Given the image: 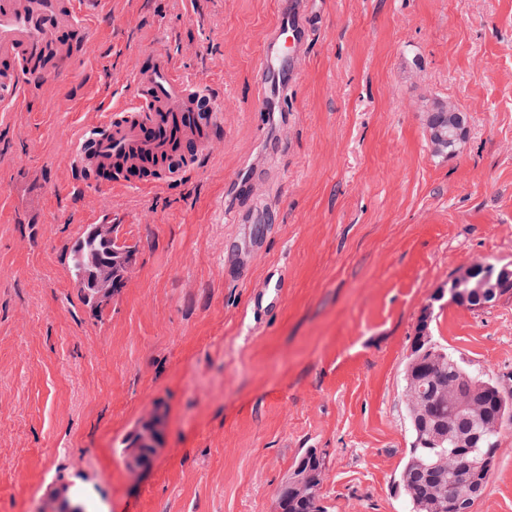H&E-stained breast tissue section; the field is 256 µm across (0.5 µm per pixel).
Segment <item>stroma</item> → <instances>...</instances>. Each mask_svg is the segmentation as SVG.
<instances>
[{"instance_id":"1","label":"stroma","mask_w":512,"mask_h":512,"mask_svg":"<svg viewBox=\"0 0 512 512\" xmlns=\"http://www.w3.org/2000/svg\"><path fill=\"white\" fill-rule=\"evenodd\" d=\"M279 2L97 0L88 51L0 112V512H272L308 448L329 512H404L424 304L465 365L512 374V295L437 298L458 266L512 263V0H302L288 96L260 112ZM150 49L222 97L210 158L87 191L71 146ZM440 102L465 119L449 154ZM107 220L132 256L93 301L68 250ZM473 512H512V429ZM464 118L451 105L437 104L426 119L427 134L430 145L435 153H441L448 147V152L453 149L452 144L460 139L463 132ZM449 145V146H448Z\"/></svg>"}]
</instances>
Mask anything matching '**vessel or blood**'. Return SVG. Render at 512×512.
Masks as SVG:
<instances>
[{
  "instance_id": "vessel-or-blood-1",
  "label": "vessel or blood",
  "mask_w": 512,
  "mask_h": 512,
  "mask_svg": "<svg viewBox=\"0 0 512 512\" xmlns=\"http://www.w3.org/2000/svg\"><path fill=\"white\" fill-rule=\"evenodd\" d=\"M85 0H0V101L20 98L30 80L58 76L69 59L62 41L77 25ZM304 44L298 0H283L278 20L261 49L257 82L262 90L287 95L279 66ZM146 65L132 73L133 101L87 128L73 146L71 161L88 183L102 171L126 181L128 169L143 170V184L181 177L209 152L223 124L216 96L185 79L173 60L149 51Z\"/></svg>"
}]
</instances>
